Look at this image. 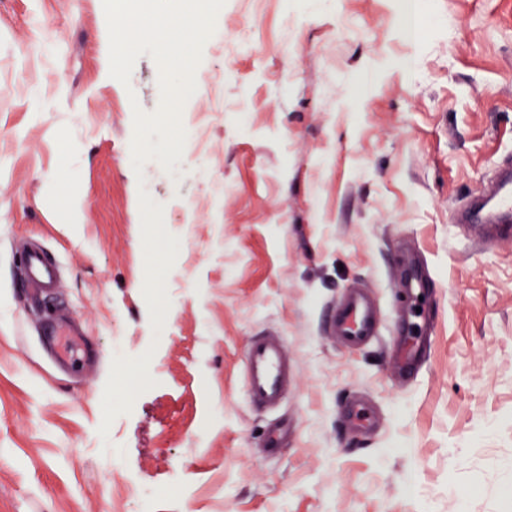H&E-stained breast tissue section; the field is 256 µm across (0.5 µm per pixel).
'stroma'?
Listing matches in <instances>:
<instances>
[{
  "mask_svg": "<svg viewBox=\"0 0 512 512\" xmlns=\"http://www.w3.org/2000/svg\"><path fill=\"white\" fill-rule=\"evenodd\" d=\"M102 0H0V512H512V241L474 250L452 222L512 161V0H422L407 40L394 0H225L227 53L184 111L206 108L173 173L132 165L133 109L156 111L149 55L104 77ZM180 250L154 335L143 296L140 191ZM79 227L62 223L71 193ZM433 278L420 378L387 343L405 233ZM62 267L36 300L28 245ZM369 291L382 342L327 331L344 291ZM92 364L43 348L54 308ZM282 336L293 372L273 410L246 396L252 337ZM153 350L155 387L108 438L115 355ZM365 397L374 433L345 408ZM286 436L269 449L272 429Z\"/></svg>",
  "mask_w": 512,
  "mask_h": 512,
  "instance_id": "obj_1",
  "label": "stroma"
}]
</instances>
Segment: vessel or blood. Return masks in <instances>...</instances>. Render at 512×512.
<instances>
[{
  "label": "vessel or blood",
  "mask_w": 512,
  "mask_h": 512,
  "mask_svg": "<svg viewBox=\"0 0 512 512\" xmlns=\"http://www.w3.org/2000/svg\"><path fill=\"white\" fill-rule=\"evenodd\" d=\"M453 220L470 225L487 236H512V169H504L490 190L475 196L455 213ZM26 264L29 279L36 287L54 284L56 270L39 253H30ZM429 287L427 275L418 269L412 270L403 282L407 305L396 325L401 343L398 367L410 380L420 371L419 337L423 328L418 321L417 309ZM330 330L350 347H360L374 340L379 331L377 311L370 295L361 289L348 290L332 316ZM245 373L247 395L255 407L273 409L281 404L287 391L291 364L280 336L269 332L251 339Z\"/></svg>",
  "instance_id": "obj_1"
}]
</instances>
